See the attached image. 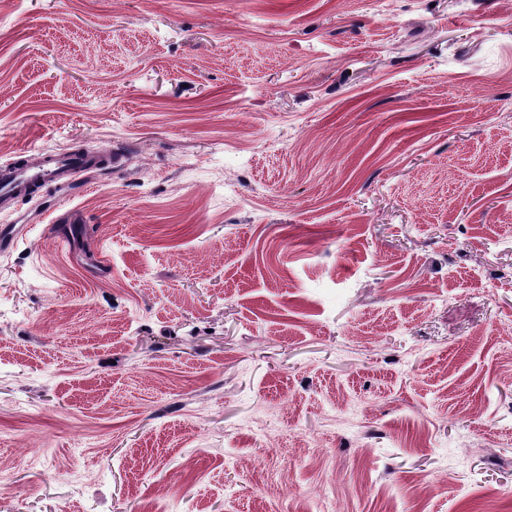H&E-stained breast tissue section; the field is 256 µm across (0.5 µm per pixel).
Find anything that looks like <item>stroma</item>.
<instances>
[{"instance_id": "1", "label": "stroma", "mask_w": 512, "mask_h": 512, "mask_svg": "<svg viewBox=\"0 0 512 512\" xmlns=\"http://www.w3.org/2000/svg\"><path fill=\"white\" fill-rule=\"evenodd\" d=\"M33 147L0 512H512V0H0ZM32 162L16 164V161L0 163V204L2 209L17 199H30L36 188L53 184L64 198L74 195L75 184L85 171L111 168L110 159L95 152L74 154L69 152L48 153L43 150L25 151Z\"/></svg>"}]
</instances>
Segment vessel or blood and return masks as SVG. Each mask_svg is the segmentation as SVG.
<instances>
[{"label": "vessel or blood", "instance_id": "obj_1", "mask_svg": "<svg viewBox=\"0 0 512 512\" xmlns=\"http://www.w3.org/2000/svg\"><path fill=\"white\" fill-rule=\"evenodd\" d=\"M110 165L108 157L94 152L32 151L30 162L0 163V204L6 206L18 199L32 198L37 188L46 184L54 185L63 197H71L82 173Z\"/></svg>", "mask_w": 512, "mask_h": 512}]
</instances>
